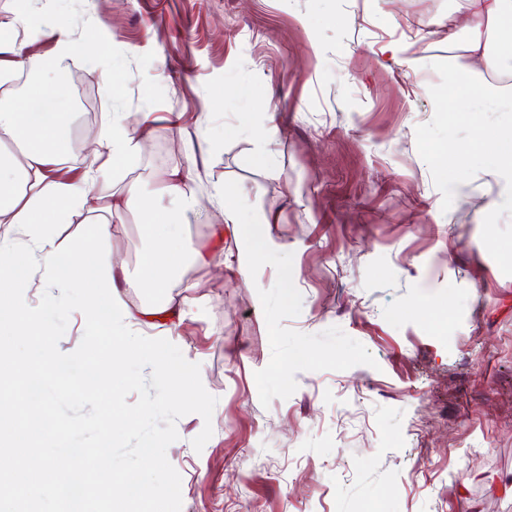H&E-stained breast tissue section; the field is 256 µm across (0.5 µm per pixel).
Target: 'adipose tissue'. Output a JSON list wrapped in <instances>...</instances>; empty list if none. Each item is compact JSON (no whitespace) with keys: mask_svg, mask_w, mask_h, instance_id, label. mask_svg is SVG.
I'll return each mask as SVG.
<instances>
[{"mask_svg":"<svg viewBox=\"0 0 512 512\" xmlns=\"http://www.w3.org/2000/svg\"><path fill=\"white\" fill-rule=\"evenodd\" d=\"M465 38L449 37L448 67L469 87L493 101H512V84L495 81V74L512 70V50L502 40L512 41V0H465ZM45 26L56 36L53 49L42 55L25 52L19 28L32 27V17L0 23V85L17 75L32 77L22 97L21 111L0 108V328L34 339L43 360L58 354L49 324L52 311L65 304L70 292L83 289L87 295L84 312L92 326L88 346L102 347L107 364L120 372L127 357L159 356L153 337L131 339L101 332V313L117 317L126 326L141 328L150 311H132L124 301L112 267V222L120 216L116 205H102L94 193L95 183L110 166L138 156L146 146L149 113H142L137 125H129L124 113H113L103 140L89 153L90 160L80 178L68 177L64 166L70 148L65 134V116L48 109L44 100L47 79L68 71L73 52L67 26L55 16L45 17ZM225 223L238 225L244 242V256L264 252L271 245L266 225H241L239 198L218 194ZM82 215L86 226L76 271L67 279L58 276V259L64 245L57 242L52 227ZM40 277L49 292L43 309L29 306L24 287ZM194 360L186 358L163 366L164 397L177 404L191 396L189 381L197 377Z\"/></svg>","mask_w":512,"mask_h":512,"instance_id":"obj_1","label":"adipose tissue"}]
</instances>
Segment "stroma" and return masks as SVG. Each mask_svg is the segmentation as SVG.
Returning a JSON list of instances; mask_svg holds the SVG:
<instances>
[{
	"label": "stroma",
	"instance_id": "35a3bbf8",
	"mask_svg": "<svg viewBox=\"0 0 512 512\" xmlns=\"http://www.w3.org/2000/svg\"><path fill=\"white\" fill-rule=\"evenodd\" d=\"M463 2L112 0L102 17L100 0H0L2 22L51 12L72 34L46 91L71 115L72 174L106 113L148 112L147 150L96 194L189 176L193 207L142 199L112 236L134 310L162 307L140 286L144 209L169 216L166 254L203 253L169 282L181 319L151 328L218 399L202 451L195 413L167 449L181 512H512V276L481 241L506 185L479 172L442 211L415 137ZM221 185L274 241L243 274Z\"/></svg>",
	"mask_w": 512,
	"mask_h": 512
}]
</instances>
